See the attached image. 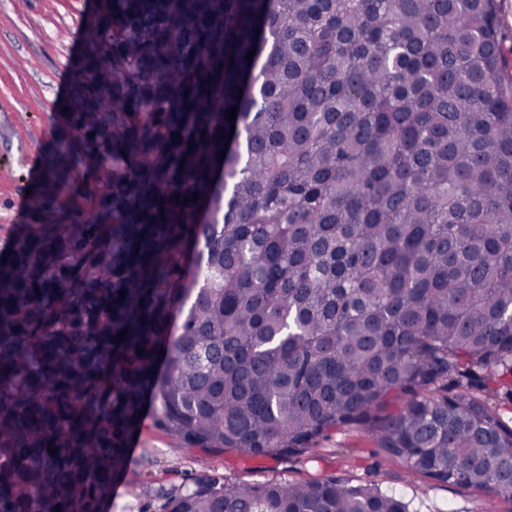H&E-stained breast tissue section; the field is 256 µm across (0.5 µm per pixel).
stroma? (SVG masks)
<instances>
[{"instance_id":"35a3bbf8","label":"stroma","mask_w":512,"mask_h":512,"mask_svg":"<svg viewBox=\"0 0 512 512\" xmlns=\"http://www.w3.org/2000/svg\"><path fill=\"white\" fill-rule=\"evenodd\" d=\"M97 0H0V253H7L33 222L44 189L43 168L90 37L87 22ZM138 454L127 460V495L113 496L106 512H162L178 489L217 478L227 485L336 476L373 483L410 503L411 512H512V501L484 491L409 477L403 463L379 450L370 434L345 428L314 449L283 459L235 452L207 454L155 427L145 413Z\"/></svg>"}]
</instances>
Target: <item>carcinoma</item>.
Instances as JSON below:
<instances>
[{"mask_svg":"<svg viewBox=\"0 0 512 512\" xmlns=\"http://www.w3.org/2000/svg\"><path fill=\"white\" fill-rule=\"evenodd\" d=\"M498 13L100 0L37 224L0 263V512H97L148 404L213 453L363 425L408 475L512 501V426L482 398L512 402ZM165 512L410 503L327 477L197 483Z\"/></svg>","mask_w":512,"mask_h":512,"instance_id":"1","label":"carcinoma"}]
</instances>
